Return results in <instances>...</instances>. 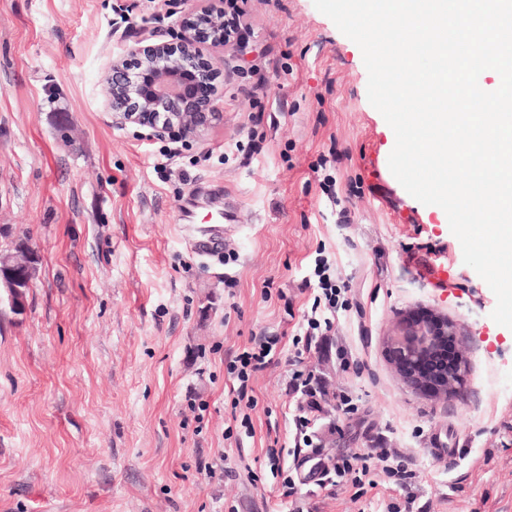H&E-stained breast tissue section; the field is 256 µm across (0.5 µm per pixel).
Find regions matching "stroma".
Returning <instances> with one entry per match:
<instances>
[{
  "label": "stroma",
  "mask_w": 512,
  "mask_h": 512,
  "mask_svg": "<svg viewBox=\"0 0 512 512\" xmlns=\"http://www.w3.org/2000/svg\"><path fill=\"white\" fill-rule=\"evenodd\" d=\"M194 5L0 0V250L26 231L40 258L24 314L0 290V512H512V329L447 216L391 173L361 50L313 0H246L224 118L168 170L169 136L113 125V53L143 28L175 39L170 8ZM217 209L209 256L196 229ZM322 257L333 328L253 375L242 427L225 365L303 333ZM410 311L456 323L466 399L399 383L385 338ZM296 369L348 405L301 428ZM437 437L461 443L456 464ZM371 448L409 479L337 477Z\"/></svg>",
  "instance_id": "obj_1"
}]
</instances>
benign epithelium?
Listing matches in <instances>:
<instances>
[{
  "instance_id": "obj_1",
  "label": "benign epithelium",
  "mask_w": 512,
  "mask_h": 512,
  "mask_svg": "<svg viewBox=\"0 0 512 512\" xmlns=\"http://www.w3.org/2000/svg\"><path fill=\"white\" fill-rule=\"evenodd\" d=\"M176 25L181 35L175 42L159 41L145 32L113 54L102 92L115 124L135 123L199 138L219 120L220 61L205 56L202 45L223 53L239 49L240 41L225 39L221 16L207 5L180 15ZM395 336L408 343L426 337L416 360L387 339L386 354L402 384L438 399L466 396L462 352L458 350L453 360H446L448 342L457 336L452 321L431 313H412L401 321ZM451 369L457 370L461 382L453 388L448 387Z\"/></svg>"
}]
</instances>
